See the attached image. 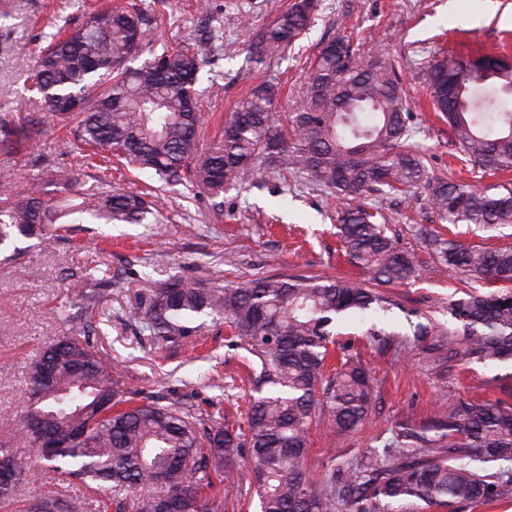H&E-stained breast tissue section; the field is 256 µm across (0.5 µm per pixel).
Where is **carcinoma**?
<instances>
[{"label":"carcinoma","instance_id":"obj_1","mask_svg":"<svg viewBox=\"0 0 512 512\" xmlns=\"http://www.w3.org/2000/svg\"><path fill=\"white\" fill-rule=\"evenodd\" d=\"M148 13L135 0L99 10L75 29L60 28L37 51L26 91L44 106L20 119L0 114V153L31 150L49 127L69 129L81 167L101 173L80 187L75 168L47 167V180L17 191L0 175V244L29 236L40 224H141L158 211L160 194L112 190V160L157 179L161 188L198 186L211 195L253 180L267 164L279 175L304 174L336 200L333 219L348 262L382 286L414 275L412 254L397 248L379 222L375 198L424 194L439 219L467 228L512 224V186L475 187L430 173L413 140L411 113L385 52L350 39L327 42L304 84L301 106L288 115L287 135L273 112L278 87L256 85L225 119L224 131L203 147L205 118L198 74L211 39L158 47L153 30L172 12L156 0ZM317 0H293L249 45L256 62L272 61L310 29ZM150 58L133 66L138 53ZM426 84L435 112L448 122L466 161L485 172L512 168V64L485 54L430 61ZM83 107L70 111L77 102ZM71 197L58 202L47 187ZM437 268L488 284L512 281V248L488 249L423 231ZM101 294L79 308L80 330L66 331L43 350L25 380V413L41 416L40 434L20 421L13 435L34 452L23 461L0 441V501L28 483L38 463L89 487L140 494L137 512H224V483H235L242 460L262 512H394L417 501L452 507L497 500L512 476L485 473L489 463L512 464V404L459 395L432 420L441 431L396 432L392 455L366 453L346 470L319 479L307 474L309 432L320 414L339 434L356 431L371 405L366 366L346 356L327 368L329 344L349 317L385 313L396 302L357 280L267 276L226 286L175 276L138 294L131 318L150 339L175 344L224 319L233 337L260 365L251 380L246 430L209 426L196 411L125 399L121 373L90 341ZM455 330L435 334L433 349L450 360L485 364L512 359V292L468 293L448 304ZM157 486V494L143 493ZM28 512H83L81 502L38 496Z\"/></svg>","mask_w":512,"mask_h":512}]
</instances>
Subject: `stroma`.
I'll use <instances>...</instances> for the list:
<instances>
[{
    "mask_svg": "<svg viewBox=\"0 0 512 512\" xmlns=\"http://www.w3.org/2000/svg\"><path fill=\"white\" fill-rule=\"evenodd\" d=\"M0 113L38 112L40 102L23 100L34 52L57 26L81 25L91 0H1ZM174 0L176 17L154 32L158 42L175 45L207 20L216 49L200 73V85L213 107L205 126L213 137L227 113L256 84H280L279 116L295 110L306 72L322 41L350 35L364 47L386 52L407 92L416 139L435 171L453 172L474 186L512 180V171L490 174L455 156L447 123L429 103L424 66L432 57L505 52L512 55V0H320L310 30L280 58L259 64L247 57L256 28L268 25L290 0ZM73 164L77 155L62 132L51 129L33 154H0V170L20 181L44 179L35 157ZM335 202L305 179L283 180L262 167L253 184L228 188L218 196L177 187L160 202L155 224H56L57 240L42 246L38 237L18 236L0 246V424L24 413L25 379L42 348L71 326V319L96 278L112 281L93 321L97 353L124 374L129 390L160 404H189L225 421L243 420L252 356L225 325L207 322L200 335L178 344L148 341L128 315L139 293L183 276L204 284L240 282L255 276L317 275L358 277L360 269L338 255L329 217ZM391 236L414 254L416 275L408 284L387 288L398 309L377 318L398 333L397 343L381 349L364 326L341 328L335 338L345 353L359 355L374 379V399L358 431L341 435L328 418L310 432L307 470L320 477L331 467L357 463L369 449L383 447L392 431L426 425L453 396L478 395L512 403V360L492 365L438 362L415 339L418 324L451 327L448 303L487 283L434 270V259L416 233L425 221L421 206L400 197L384 202ZM55 493L99 512L111 490H91L51 471L19 488L0 512H18L32 496Z\"/></svg>",
    "mask_w": 512,
    "mask_h": 512,
    "instance_id": "obj_1",
    "label": "stroma"
}]
</instances>
